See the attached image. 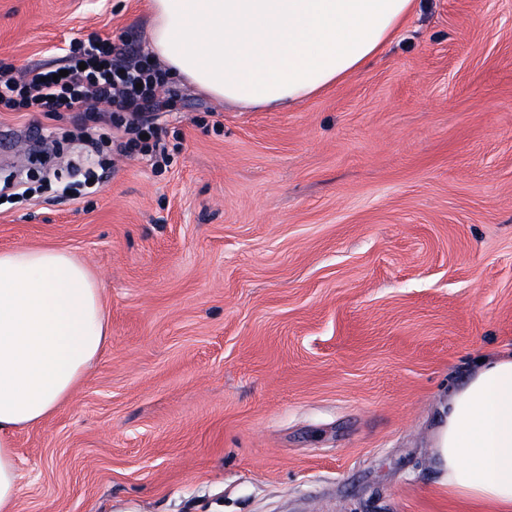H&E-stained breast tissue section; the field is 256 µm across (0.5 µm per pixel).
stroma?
I'll return each mask as SVG.
<instances>
[{
    "instance_id": "1",
    "label": "stroma",
    "mask_w": 512,
    "mask_h": 512,
    "mask_svg": "<svg viewBox=\"0 0 512 512\" xmlns=\"http://www.w3.org/2000/svg\"><path fill=\"white\" fill-rule=\"evenodd\" d=\"M148 0H0V67L90 33L148 50ZM164 167L92 194L54 175L119 115L10 112L0 251L53 247L103 289L111 340L15 438L18 512H479L429 453L439 406L512 353V0H418L361 72L242 112L175 77Z\"/></svg>"
}]
</instances>
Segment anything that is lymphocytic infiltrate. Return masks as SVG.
<instances>
[{"label": "lymphocytic infiltrate", "mask_w": 512, "mask_h": 512, "mask_svg": "<svg viewBox=\"0 0 512 512\" xmlns=\"http://www.w3.org/2000/svg\"><path fill=\"white\" fill-rule=\"evenodd\" d=\"M67 71L58 78L40 66L19 76L0 71V105L18 112H87L108 104L127 115L123 136L112 140L117 154L133 150L146 132L141 116L162 105L155 66L128 45L93 33L72 43Z\"/></svg>", "instance_id": "f902f5d3"}]
</instances>
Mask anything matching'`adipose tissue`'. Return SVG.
<instances>
[{"instance_id": "ef3b65f1", "label": "adipose tissue", "mask_w": 512, "mask_h": 512, "mask_svg": "<svg viewBox=\"0 0 512 512\" xmlns=\"http://www.w3.org/2000/svg\"><path fill=\"white\" fill-rule=\"evenodd\" d=\"M415 0H149L173 75L243 108L286 109L363 69ZM110 341L102 290L69 251L0 252V512H16L14 436L69 403ZM433 465L452 496L512 512V355L484 359L440 408Z\"/></svg>"}]
</instances>
